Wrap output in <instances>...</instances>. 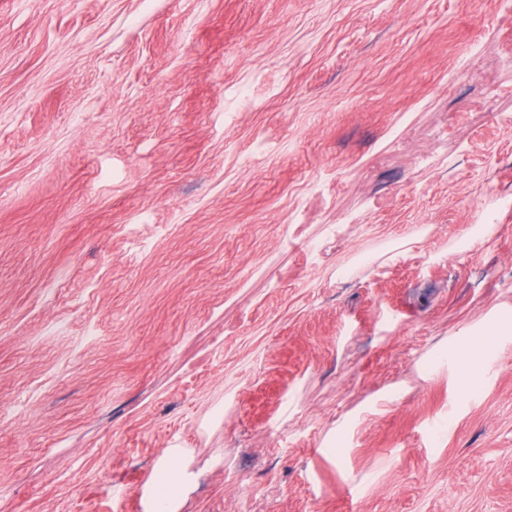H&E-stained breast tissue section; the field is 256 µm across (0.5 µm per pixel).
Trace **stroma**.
<instances>
[{
    "label": "stroma",
    "mask_w": 512,
    "mask_h": 512,
    "mask_svg": "<svg viewBox=\"0 0 512 512\" xmlns=\"http://www.w3.org/2000/svg\"><path fill=\"white\" fill-rule=\"evenodd\" d=\"M512 8L0 0V512H512ZM498 333L497 328H492L480 340H466L455 349L458 383L464 394L473 392L481 385L483 362L493 348ZM181 489L180 479L169 470L162 469L156 485V496L157 501L162 502L164 507L160 508L158 511H167L166 505L179 497Z\"/></svg>",
    "instance_id": "1"
}]
</instances>
